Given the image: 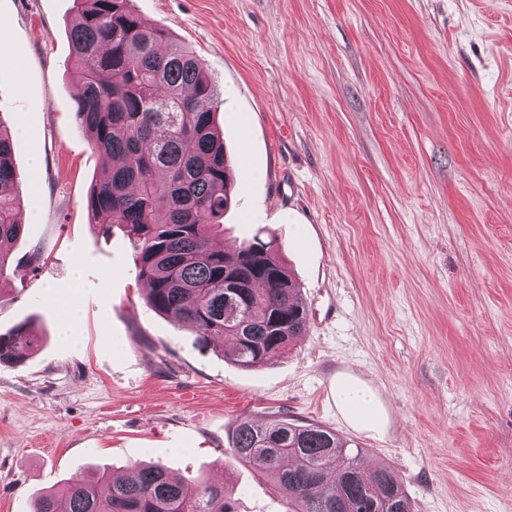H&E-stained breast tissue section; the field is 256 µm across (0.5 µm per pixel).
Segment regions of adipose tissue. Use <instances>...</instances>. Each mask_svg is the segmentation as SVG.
Listing matches in <instances>:
<instances>
[{"label": "adipose tissue", "mask_w": 512, "mask_h": 512, "mask_svg": "<svg viewBox=\"0 0 512 512\" xmlns=\"http://www.w3.org/2000/svg\"><path fill=\"white\" fill-rule=\"evenodd\" d=\"M333 395L338 410L352 427L372 432H381L386 428L388 417L382 400L358 376L338 374Z\"/></svg>", "instance_id": "obj_1"}]
</instances>
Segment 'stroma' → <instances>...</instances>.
Returning a JSON list of instances; mask_svg holds the SVG:
<instances>
[{
    "label": "stroma",
    "instance_id": "obj_1",
    "mask_svg": "<svg viewBox=\"0 0 512 512\" xmlns=\"http://www.w3.org/2000/svg\"><path fill=\"white\" fill-rule=\"evenodd\" d=\"M211 73L234 202L225 245L275 236L304 334L247 370L148 310L120 227L86 199L104 167L74 118V0H0V128L25 232L0 281V512L152 459L223 484L237 512H292L227 438L240 418L331 428L400 473L414 512H512V0H134ZM40 250L39 265L28 255ZM81 316L62 336L54 292ZM367 381L384 432L336 407ZM38 345V335L27 326L0 333V363H21L36 351ZM333 395L338 410L352 427L372 432H382L386 428L388 417L382 400L358 376L337 374Z\"/></svg>",
    "mask_w": 512,
    "mask_h": 512
}]
</instances>
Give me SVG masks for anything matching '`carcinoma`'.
I'll use <instances>...</instances> for the list:
<instances>
[{
    "instance_id": "obj_1",
    "label": "carcinoma",
    "mask_w": 512,
    "mask_h": 512,
    "mask_svg": "<svg viewBox=\"0 0 512 512\" xmlns=\"http://www.w3.org/2000/svg\"><path fill=\"white\" fill-rule=\"evenodd\" d=\"M75 118L91 147L116 160L93 184L94 223L125 230L145 303L195 329L199 339L229 336L224 356L253 369L288 351L303 335L300 286L275 239L255 235L216 249L234 182L216 131L219 94L204 64L162 28L147 25L132 0H77L69 32ZM13 139L0 131V279L10 245L23 234ZM234 293L236 315L225 314ZM27 326L0 333V363L37 349ZM231 456L262 462L293 512H413L397 471L365 473L361 450L318 423L245 418L230 437ZM33 512H236L224 485L139 462L118 478L102 472L38 497Z\"/></svg>"
}]
</instances>
